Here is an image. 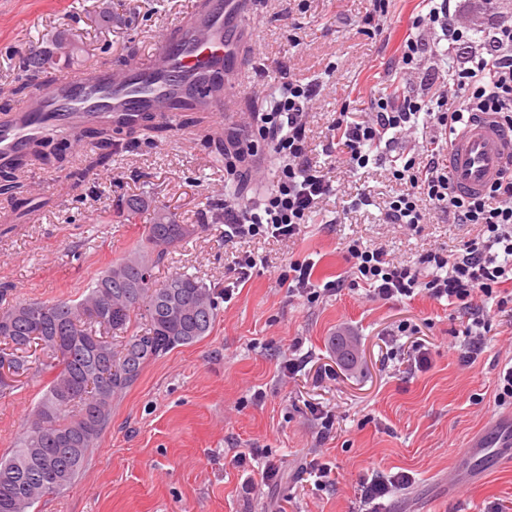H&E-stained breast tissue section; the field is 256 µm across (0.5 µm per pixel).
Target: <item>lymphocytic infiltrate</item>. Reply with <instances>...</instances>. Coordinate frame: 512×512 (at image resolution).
I'll return each mask as SVG.
<instances>
[{"mask_svg": "<svg viewBox=\"0 0 512 512\" xmlns=\"http://www.w3.org/2000/svg\"><path fill=\"white\" fill-rule=\"evenodd\" d=\"M461 2L423 0L425 10L414 17L413 28H437L445 39L467 44L469 28ZM318 87L313 80L289 79L269 109L258 115L257 137L231 136V159L256 155L262 138L281 165L274 189L261 204H225V239L263 234L294 238L319 200L334 193L330 176L312 161L308 150V110ZM480 114L492 115L500 126L512 130V21L498 12L489 14L481 42L456 75L453 93L442 92L424 102L397 94H371L365 111L338 113L326 146L327 152L355 171L375 161L377 151L404 132L432 129L424 160L412 157L394 165L392 175L405 189L391 198L385 219L414 229L423 223L426 211L438 209L452 216L454 223L480 225L479 237L460 250L430 253L414 264L394 261L382 248L351 240L346 247L349 276L337 278L331 289L338 292L349 284L380 300L410 301L425 295L459 305L463 333L469 339L462 357L466 363L481 352L485 341L483 301L493 299L501 306L512 302V172L483 195L464 197L451 190L441 159L440 150L454 132Z\"/></svg>", "mask_w": 512, "mask_h": 512, "instance_id": "f902f5d3", "label": "lymphocytic infiltrate"}]
</instances>
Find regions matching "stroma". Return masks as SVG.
<instances>
[{"instance_id":"1","label":"stroma","mask_w":512,"mask_h":512,"mask_svg":"<svg viewBox=\"0 0 512 512\" xmlns=\"http://www.w3.org/2000/svg\"><path fill=\"white\" fill-rule=\"evenodd\" d=\"M196 0H0V105L18 106L10 90L25 74L22 60L44 40L60 36L77 51L70 70L117 66L147 57L157 36L185 17ZM249 63L233 111H264L269 87L283 77L322 79L309 113L313 154L328 164L339 191L321 200L301 233L289 241L225 240L220 224H203L211 202L225 188L239 201L261 199L263 183L253 161L239 181L215 160L202 128L159 136L146 126L124 129L119 142L134 143L105 169L88 171L83 143L60 163L32 164L19 174L21 192L0 195V284L11 286L0 308L24 302L78 300L92 278L134 249L152 210L136 223L110 222L118 199L150 197L154 208L175 213L203 231L157 268V282L173 272L194 274L228 289L208 336L148 365L138 382L112 403L110 423L74 485L35 504V512H357L359 488L378 473H409L408 485L386 497L388 512H512V441L496 420L512 415V399L498 401L497 375L512 366V311L487 303L491 324L475 362L459 355L468 340L456 307L425 296L411 301L374 300L364 288H343L311 302L278 280L289 262L313 260L319 283L349 268L346 244L357 239L413 263L429 250H457L477 238L476 224H452L430 211L418 229L385 221L401 186L389 164L352 171L323 153L328 125L341 106L366 108L371 91L394 75V50L422 10L421 0H392L382 33L364 21L370 0H252ZM432 48L426 72L408 74L401 92L427 96L424 73L449 83L447 63L462 65V47L439 33L423 32ZM86 171L77 181L73 172ZM366 192L371 205L354 207ZM257 264L248 280L235 268L238 256ZM418 328L429 365L418 369L388 358L399 325ZM311 352L315 366L330 365L334 379L284 376L293 347ZM50 379L39 364L0 397V456L24 432ZM333 410L342 427L320 440L310 411ZM481 439L483 448L468 445ZM253 452L252 464L281 466L273 489L248 500L231 459ZM329 463L333 481L321 490L302 488L308 455Z\"/></svg>"}]
</instances>
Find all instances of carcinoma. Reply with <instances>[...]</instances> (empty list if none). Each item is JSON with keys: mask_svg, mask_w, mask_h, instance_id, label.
Listing matches in <instances>:
<instances>
[{"mask_svg": "<svg viewBox=\"0 0 512 512\" xmlns=\"http://www.w3.org/2000/svg\"><path fill=\"white\" fill-rule=\"evenodd\" d=\"M53 47L63 56L46 51L25 58L29 77L14 94L29 96L44 88L50 83L46 73L73 59V45L60 39ZM177 111L180 122L188 125L204 107L184 101ZM111 128L109 122L93 128L88 147L95 167L112 163ZM27 157L25 152L10 168L0 169L1 193L12 191L13 176ZM147 207L149 199L140 198L117 203L114 212L131 224ZM202 229L159 211L144 227L139 246L102 271L80 300L31 302L0 311V340L16 350L11 375L29 369L35 349L51 371L32 420L11 454L0 457V512H31L42 498L69 489L110 422L112 401L138 381L150 362L201 340L214 328L216 288L184 272L171 275L159 288L153 284V269ZM103 332L111 339L100 348L87 343Z\"/></svg>", "mask_w": 512, "mask_h": 512, "instance_id": "carcinoma-1", "label": "carcinoma"}]
</instances>
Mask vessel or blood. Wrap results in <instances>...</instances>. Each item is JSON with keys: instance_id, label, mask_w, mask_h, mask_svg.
Segmentation results:
<instances>
[{"instance_id": "vessel-or-blood-1", "label": "vessel or blood", "mask_w": 512, "mask_h": 512, "mask_svg": "<svg viewBox=\"0 0 512 512\" xmlns=\"http://www.w3.org/2000/svg\"><path fill=\"white\" fill-rule=\"evenodd\" d=\"M251 7V0H201L178 32L158 37L144 61L119 74L97 66L59 78L0 118V164L61 127L77 139L106 117L129 126L148 113L169 119L179 101L205 97L216 85H239L245 56L240 24ZM446 163L456 194H482L512 163V134L481 115L455 132Z\"/></svg>"}]
</instances>
